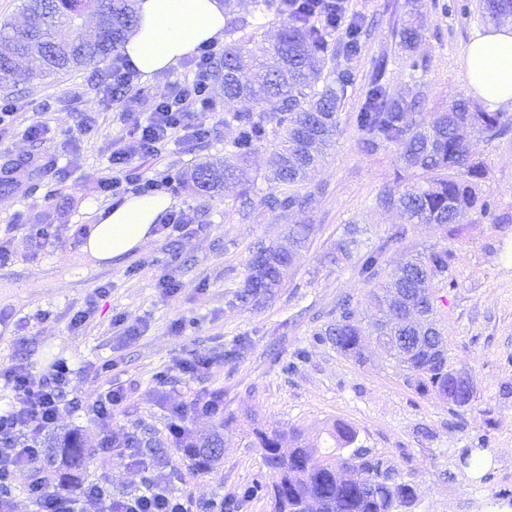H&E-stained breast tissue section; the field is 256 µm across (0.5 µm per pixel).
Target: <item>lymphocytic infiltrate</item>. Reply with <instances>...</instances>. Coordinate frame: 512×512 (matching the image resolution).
Returning a JSON list of instances; mask_svg holds the SVG:
<instances>
[{
	"label": "lymphocytic infiltrate",
	"mask_w": 512,
	"mask_h": 512,
	"mask_svg": "<svg viewBox=\"0 0 512 512\" xmlns=\"http://www.w3.org/2000/svg\"><path fill=\"white\" fill-rule=\"evenodd\" d=\"M214 56L209 45L198 47L190 61L191 84H172L154 103L151 112L137 121L139 136L131 142H119L112 152V175L105 188L120 190L122 185L150 189L154 180L145 178L137 161L140 156L157 152L160 145L175 140H191L202 135L201 126L192 122L199 112L212 111L209 99L193 95L192 87L205 88L214 79L210 62ZM73 370L68 361L54 362L48 373L34 376L24 364L0 370V486L6 489L21 473H28L29 499L36 512H190L187 500L171 488L169 474L150 468L132 433L108 432L113 409L126 394L107 389L91 406L71 397L69 386ZM219 410L216 397L204 394L189 405H177L169 414L168 432L175 444L191 439L193 430L186 423L188 414H214ZM87 412L105 431L97 444L100 452L123 445L132 466L141 474L136 489L116 494L107 478H82L76 489L59 486L42 464V437L66 415Z\"/></svg>",
	"instance_id": "1"
}]
</instances>
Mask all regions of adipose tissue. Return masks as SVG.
Listing matches in <instances>:
<instances>
[{"label":"adipose tissue","mask_w":512,"mask_h":512,"mask_svg":"<svg viewBox=\"0 0 512 512\" xmlns=\"http://www.w3.org/2000/svg\"><path fill=\"white\" fill-rule=\"evenodd\" d=\"M138 22L123 47L143 78L170 70L197 47L224 38V0H136ZM468 85L488 109L512 106V25L473 38L462 58ZM172 205L166 195L142 194L112 207L91 225L81 251L108 265L152 237Z\"/></svg>","instance_id":"obj_1"}]
</instances>
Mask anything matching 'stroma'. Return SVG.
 <instances>
[{
    "mask_svg": "<svg viewBox=\"0 0 512 512\" xmlns=\"http://www.w3.org/2000/svg\"><path fill=\"white\" fill-rule=\"evenodd\" d=\"M468 3L471 11L463 15L422 0L424 37L413 53L421 66L412 71L396 39L409 0H349L348 11L365 21L361 52L350 62L357 79L342 104L334 143L302 184L312 203L300 214L283 218L260 207L245 221L238 188L202 197L179 183L197 164L223 157L236 134L224 121L221 83L213 81V110L201 117L209 135L169 144L140 161L173 210L191 216V230L156 235L110 267L83 261L73 236L77 226L97 223L101 211L124 200L101 187L111 173L113 141L134 135L123 103L103 91L104 65L0 88V100L19 107L13 124L0 130V169L8 172L0 182V236L10 239L12 250L10 261L0 265V369L21 362L38 375L53 361L68 359L75 370L70 394L86 405L108 386L124 388L128 398L114 412L111 430L135 433L150 466L169 472L173 490L197 503L239 497L254 480H270L262 456L250 446L254 427L286 432L297 426L313 438L336 421L356 427L367 448L392 459L413 482V512H489L491 498L512 495V396L502 395L504 386H512V223H493L474 210L456 224H413L384 257L390 270L416 252H453L449 275L456 285L434 284L432 294L448 361L466 371L474 387L469 406L419 396L406 371L374 345L365 349L366 362L358 363L314 338L331 321L340 296L350 295L359 313L370 308V285L351 264L325 263L323 254L346 225H358L369 248L403 221L399 212L373 205L394 178L395 154L364 153L354 122L373 62L386 56L383 83L390 95L420 98L425 113L469 96L462 53L488 23L477 0ZM84 113L95 115L97 125L82 135L77 125ZM36 120L47 129L44 138L26 134ZM471 138L487 170L488 200L512 213V131L490 140L477 129ZM30 224L54 225L57 248L35 252L26 235ZM292 224L313 225L309 248L297 255L268 303L240 302L254 245L279 243ZM164 274L175 278V295L158 288ZM100 286L105 296H96ZM89 301L91 317L70 328L71 317ZM130 327L135 336H127ZM194 355L212 358L205 376L179 370V362ZM107 362L111 370L102 371ZM205 390L218 391L224 409L190 416L189 423L200 437L220 431L224 454L196 471L167 439L166 427L171 407L191 403ZM228 417L232 426L220 429ZM467 448L480 449V468L461 467ZM85 473L106 477L116 493L140 481L120 447L92 454ZM236 512L272 507L258 495L240 499Z\"/></svg>",
    "mask_w": 512,
    "mask_h": 512,
    "instance_id": "stroma-1",
    "label": "stroma"
}]
</instances>
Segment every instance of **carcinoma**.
Returning a JSON list of instances; mask_svg holds the SVG:
<instances>
[{
    "instance_id": "cac0c4a2",
    "label": "carcinoma",
    "mask_w": 512,
    "mask_h": 512,
    "mask_svg": "<svg viewBox=\"0 0 512 512\" xmlns=\"http://www.w3.org/2000/svg\"><path fill=\"white\" fill-rule=\"evenodd\" d=\"M290 0H256L257 13L251 18H225L224 53L211 60L221 79L224 103L249 100L250 111H234L230 120L237 135L224 146V160L197 165L182 182L202 196L221 190L233 181L244 186L240 209L248 216L255 203L245 190L251 183L248 160L255 147L278 130L284 136L273 152L266 175L270 190L260 205L286 217L308 209L309 198L296 185L320 162L317 146H327L338 132L339 110L356 74L350 66H329L341 57L348 62L361 49L364 22L336 14L329 24L316 25L308 17L320 0H304L295 15L288 14ZM484 17L498 21L512 15V0H480ZM25 22L20 27L0 26V40L8 51L0 53V87L26 79L19 68L25 61L29 70L64 74L105 61L118 54L127 33L136 25L134 0H27ZM419 5L396 31L398 46L411 55L422 41L423 28L417 20ZM95 19L93 39L80 35L86 18ZM281 20L277 42L270 48L249 47L251 29L264 26L269 18ZM388 65L385 56L374 63V78L365 101L355 115L356 128L364 151L375 153L391 147L395 151L397 179L411 176L415 181L397 191L385 189L376 197L382 209L401 211L410 224H456L476 208L490 213V204L481 197L486 172L474 160L475 144L470 130L482 127L488 138L507 133L502 114L484 112L468 99L460 98L428 121L416 120L421 101L388 96L381 83ZM255 69L254 79L244 81L241 72ZM311 224L289 228L285 242L277 246L258 245L252 250L249 274L240 298L260 303L275 294L287 277L296 255L306 248L313 233ZM357 230L347 229L336 241L330 261L339 264L357 254L354 270L376 290L372 299L387 310V316L362 326L351 299L336 304V320L323 336L342 355L358 362L363 359L362 336H386L379 345L390 358L409 372L408 384L420 395H439L459 408L470 404L473 392L464 379L450 380L448 353L442 329L435 317L431 288L434 281L448 275L452 253L433 249L409 258L390 273L383 271V256L389 246L406 238L408 228L399 225L380 245L358 250ZM396 336H413L409 346L399 345ZM327 452L319 443L304 441L302 430L294 428L285 438L276 431L258 429L254 445L272 472L268 485L256 481L243 496L266 491L272 512H406L416 502L413 485L400 477L388 459L357 445L359 431L344 422L323 429ZM221 436L214 433L193 441V455L201 469H207L222 452ZM46 448L60 450L64 457L60 482L70 481V472L89 463L88 442L73 431H51L44 437ZM352 449L344 457L341 451Z\"/></svg>"
}]
</instances>
